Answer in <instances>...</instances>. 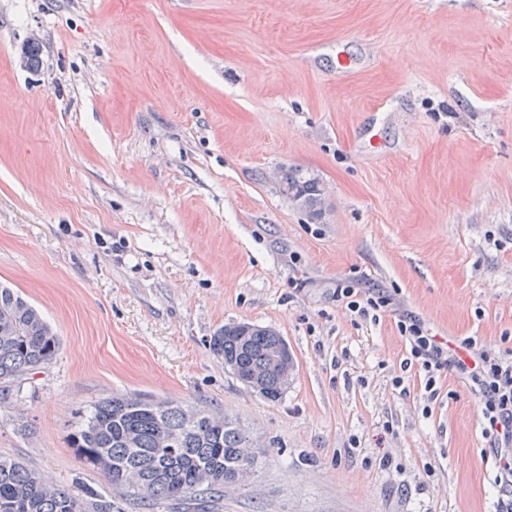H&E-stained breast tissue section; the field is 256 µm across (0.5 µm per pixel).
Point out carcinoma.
<instances>
[{
    "label": "carcinoma",
    "instance_id": "carcinoma-1",
    "mask_svg": "<svg viewBox=\"0 0 512 512\" xmlns=\"http://www.w3.org/2000/svg\"><path fill=\"white\" fill-rule=\"evenodd\" d=\"M284 188L311 218L321 215L316 181L295 171L285 178ZM59 346L39 311L14 289L0 285V403L11 398L19 378L48 364ZM276 346L260 326L245 343L232 329H221L210 340V349L235 363L240 376H264L269 401L279 399ZM73 444L83 459L108 475L113 487L144 506L238 487L235 475L245 471L250 479L260 466L252 442L228 418L138 396L98 401L73 434ZM0 512H112V499L66 491L20 459L0 456Z\"/></svg>",
    "mask_w": 512,
    "mask_h": 512
}]
</instances>
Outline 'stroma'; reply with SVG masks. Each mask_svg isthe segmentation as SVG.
Returning <instances> with one entry per match:
<instances>
[{
	"label": "stroma",
	"mask_w": 512,
	"mask_h": 512,
	"mask_svg": "<svg viewBox=\"0 0 512 512\" xmlns=\"http://www.w3.org/2000/svg\"><path fill=\"white\" fill-rule=\"evenodd\" d=\"M345 281L394 303L353 322ZM0 283L60 339L0 454L112 512H487L475 396L444 372L426 417L392 379L402 313L512 337V0H0ZM237 322L287 342L279 400L210 350ZM115 394L224 412L258 472L143 508L72 442ZM288 189L289 197L302 209L308 211L312 219L318 218L321 212L316 209L322 190L314 179L306 178L300 171L291 172L285 178L284 190Z\"/></svg>",
	"instance_id": "1"
}]
</instances>
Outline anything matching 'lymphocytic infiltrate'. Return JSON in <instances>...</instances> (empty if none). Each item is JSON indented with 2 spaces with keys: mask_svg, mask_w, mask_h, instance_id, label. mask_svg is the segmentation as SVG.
<instances>
[{
  "mask_svg": "<svg viewBox=\"0 0 512 512\" xmlns=\"http://www.w3.org/2000/svg\"><path fill=\"white\" fill-rule=\"evenodd\" d=\"M336 300L351 316L373 322L393 303L384 289L351 284L337 287ZM397 328L409 352L400 365L401 375L393 379L394 386L403 387L404 371H415L423 387L422 412L428 415L440 396L437 384L442 372L457 373L468 382L488 441L483 457L493 463L490 482L497 494V512H512V349L488 347L476 336L450 345L411 314L400 316Z\"/></svg>",
  "mask_w": 512,
  "mask_h": 512,
  "instance_id": "1",
  "label": "lymphocytic infiltrate"
}]
</instances>
